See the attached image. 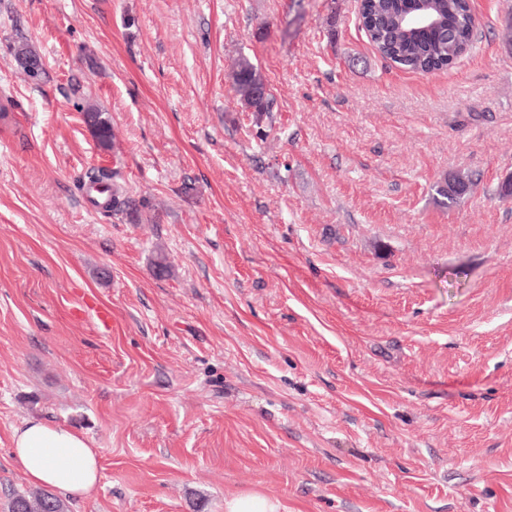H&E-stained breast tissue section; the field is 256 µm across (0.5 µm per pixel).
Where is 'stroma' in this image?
<instances>
[{
    "label": "stroma",
    "instance_id": "1",
    "mask_svg": "<svg viewBox=\"0 0 512 512\" xmlns=\"http://www.w3.org/2000/svg\"><path fill=\"white\" fill-rule=\"evenodd\" d=\"M472 8L421 74L359 0H0V512L34 415L100 455L71 512H512V0ZM96 167L137 214L88 210ZM232 80L240 103L253 112L256 124L261 125L264 117L269 118L273 105L271 94L260 93L266 86L262 73L248 58L242 57L235 64ZM89 125L93 129L99 143L103 147H107L110 143L112 133L111 124L105 113L95 107H89L85 111ZM467 185V181L461 176L457 175L453 178L445 176L433 186L436 195L434 199L439 205L450 207L465 193ZM278 500L259 494H239L224 499V512H281Z\"/></svg>",
    "mask_w": 512,
    "mask_h": 512
}]
</instances>
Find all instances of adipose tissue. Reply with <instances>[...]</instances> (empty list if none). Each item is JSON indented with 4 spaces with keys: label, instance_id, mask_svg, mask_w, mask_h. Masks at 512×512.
I'll return each instance as SVG.
<instances>
[{
    "label": "adipose tissue",
    "instance_id": "1",
    "mask_svg": "<svg viewBox=\"0 0 512 512\" xmlns=\"http://www.w3.org/2000/svg\"><path fill=\"white\" fill-rule=\"evenodd\" d=\"M12 445L30 484L74 497L90 494L98 482L97 454L74 429L32 417L14 429Z\"/></svg>",
    "mask_w": 512,
    "mask_h": 512
}]
</instances>
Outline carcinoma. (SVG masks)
<instances>
[{
    "label": "carcinoma",
    "instance_id": "1",
    "mask_svg": "<svg viewBox=\"0 0 512 512\" xmlns=\"http://www.w3.org/2000/svg\"><path fill=\"white\" fill-rule=\"evenodd\" d=\"M363 32L380 55L397 67L417 73H431L466 55L475 42L470 0H364L360 18ZM233 85L242 106L253 112L256 124L270 116L271 95L259 69L240 58L232 71ZM89 125L101 146L109 145L111 124L95 107L85 111ZM467 181L461 176L445 177L434 185L435 201L449 207L465 193ZM138 203L112 193V211L134 214ZM8 512H68V505L49 489L18 492Z\"/></svg>",
    "mask_w": 512,
    "mask_h": 512
}]
</instances>
